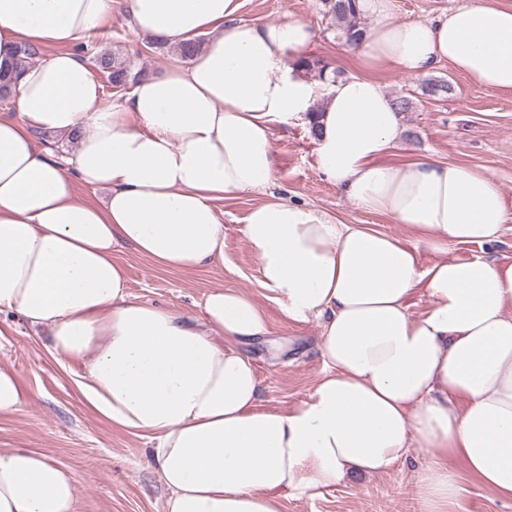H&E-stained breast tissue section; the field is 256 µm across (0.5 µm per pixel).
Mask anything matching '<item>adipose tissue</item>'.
I'll return each mask as SVG.
<instances>
[{
	"instance_id": "adipose-tissue-1",
	"label": "adipose tissue",
	"mask_w": 512,
	"mask_h": 512,
	"mask_svg": "<svg viewBox=\"0 0 512 512\" xmlns=\"http://www.w3.org/2000/svg\"><path fill=\"white\" fill-rule=\"evenodd\" d=\"M113 0H0V74L18 118L0 119V314L47 327L48 352L80 361L76 385L112 426L148 439L165 512H281L285 493L317 496L429 453L422 512L459 492L449 461L512 499V263L448 258L449 246L497 242L500 183L462 163L386 157L402 129L373 70L425 76L441 63L512 92V7L460 0L430 20H390L392 0H358L374 20L353 55L362 72L306 80L297 61L315 34L302 19L243 22L241 0H128L138 33L180 45L210 34L101 107V85L75 49ZM48 49L16 72L17 51ZM318 112L316 164L355 206L390 215L417 245L270 194L272 125ZM73 135L64 159L36 133ZM102 190L104 202L77 194ZM264 199L244 237L261 284L296 322L319 319L321 373L292 410L259 404L243 349L267 335L260 305L216 287L201 316L132 300L112 254L195 270L224 260L215 203ZM438 253L421 269L418 246ZM423 289L428 309L407 300ZM78 478L28 448L0 450V512H77Z\"/></svg>"
}]
</instances>
